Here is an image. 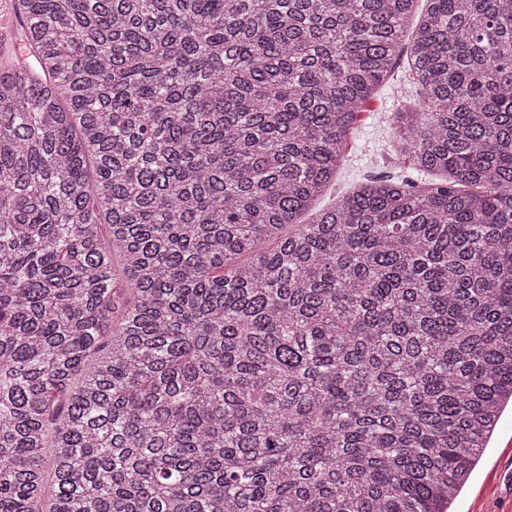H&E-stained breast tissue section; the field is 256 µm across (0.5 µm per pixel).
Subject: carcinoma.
Listing matches in <instances>:
<instances>
[{
  "label": "carcinoma",
  "instance_id": "cac0c4a2",
  "mask_svg": "<svg viewBox=\"0 0 512 512\" xmlns=\"http://www.w3.org/2000/svg\"><path fill=\"white\" fill-rule=\"evenodd\" d=\"M418 2L19 0L0 512H448L512 399V7ZM403 54L439 180L315 209Z\"/></svg>",
  "mask_w": 512,
  "mask_h": 512
}]
</instances>
